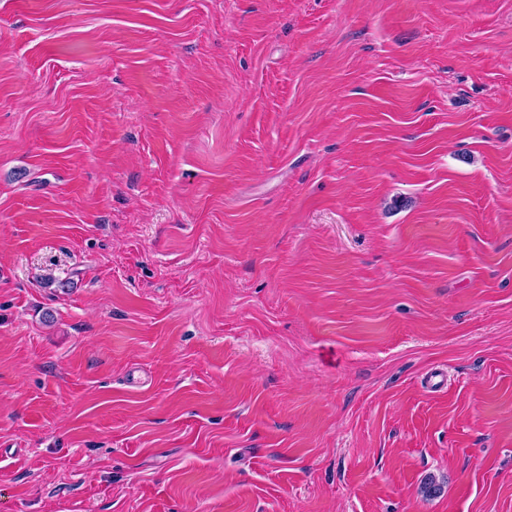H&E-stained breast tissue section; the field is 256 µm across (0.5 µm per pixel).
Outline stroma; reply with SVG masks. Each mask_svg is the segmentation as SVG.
Listing matches in <instances>:
<instances>
[{
    "mask_svg": "<svg viewBox=\"0 0 512 512\" xmlns=\"http://www.w3.org/2000/svg\"><path fill=\"white\" fill-rule=\"evenodd\" d=\"M0 512H512V0H0Z\"/></svg>",
    "mask_w": 512,
    "mask_h": 512,
    "instance_id": "obj_1",
    "label": "stroma"
}]
</instances>
